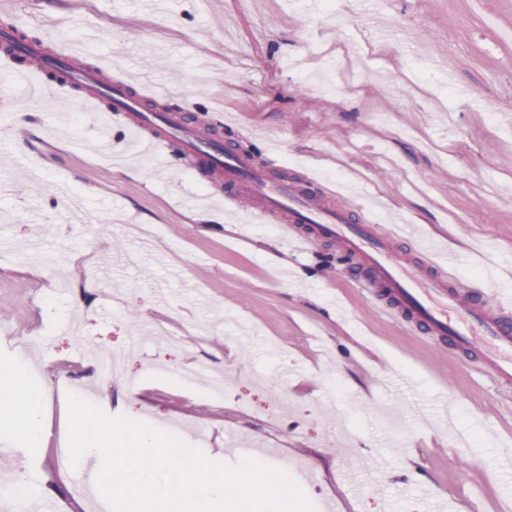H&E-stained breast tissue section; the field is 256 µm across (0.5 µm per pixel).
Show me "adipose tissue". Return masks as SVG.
<instances>
[{"label":"adipose tissue","mask_w":512,"mask_h":512,"mask_svg":"<svg viewBox=\"0 0 512 512\" xmlns=\"http://www.w3.org/2000/svg\"><path fill=\"white\" fill-rule=\"evenodd\" d=\"M20 374L16 366L0 369V382L7 386L6 393L0 395V427L29 436L41 433L44 428L41 398L22 393Z\"/></svg>","instance_id":"ef3b65f1"}]
</instances>
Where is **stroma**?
Listing matches in <instances>:
<instances>
[{
	"label": "stroma",
	"mask_w": 512,
	"mask_h": 512,
	"mask_svg": "<svg viewBox=\"0 0 512 512\" xmlns=\"http://www.w3.org/2000/svg\"><path fill=\"white\" fill-rule=\"evenodd\" d=\"M71 41L75 66L112 60L106 82L162 79L191 93L186 121L267 168L271 179H318L351 208L387 213L460 256L467 291L500 260L512 288V0H15L0 27ZM0 367L24 364L32 391L71 383L110 415L173 432L214 460L230 442L275 451L316 475L305 493L335 512H423L400 487L433 488L446 512H512V386L480 351L461 355L425 328L395 324L360 288L361 268L338 244L289 246L276 225L249 224L248 200L224 209V180L203 176L169 143L170 167L143 165L108 120L122 172L85 150L97 128L84 110L66 126L31 113L38 135L15 129L23 98L0 86ZM28 147L16 160L14 138ZM278 165H270V156ZM69 197L92 224L58 218ZM209 215L206 224L195 217ZM33 244L72 288L56 294ZM138 265L85 294L116 247ZM208 323L206 332L184 329ZM161 323L185 338L147 337ZM99 358L127 352L124 377L103 380ZM223 372V398L184 379L190 364ZM52 400L44 435L0 429L19 450L0 480L29 461L39 498L92 512L78 472L56 465Z\"/></svg>",
	"instance_id": "35a3bbf8"
}]
</instances>
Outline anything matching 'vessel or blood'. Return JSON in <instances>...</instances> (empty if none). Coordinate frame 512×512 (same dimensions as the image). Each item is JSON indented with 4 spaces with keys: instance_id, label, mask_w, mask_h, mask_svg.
Here are the masks:
<instances>
[{
    "instance_id": "b4317fda",
    "label": "vessel or blood",
    "mask_w": 512,
    "mask_h": 512,
    "mask_svg": "<svg viewBox=\"0 0 512 512\" xmlns=\"http://www.w3.org/2000/svg\"><path fill=\"white\" fill-rule=\"evenodd\" d=\"M22 54L25 63L21 66L13 54L0 55V69L31 79L24 95L29 105H43L53 94L67 97L68 87L81 84L86 92L78 103L89 111L109 106L131 117L137 131L159 128V135L148 141L158 161L168 160V137H180L187 155L201 164L203 173L223 176L225 209H233L244 197L251 203V221L277 225L290 244L303 247L316 238L340 242L361 260L367 273L365 285L382 297L383 313L397 322L423 326L432 335L449 338L460 353L481 349L494 374L512 381V298L490 299L474 290L454 288L448 281L451 263L438 258L434 244H420L415 255H408L396 247L397 242L412 238L406 226L384 228L369 216L354 219L343 203H330L314 185L271 180L265 171L251 166L245 155L226 150L219 137H204L197 127L184 126L179 113L142 111V102L170 98L174 93L171 87L154 81L142 82L134 92L122 82L101 86L91 74L70 70L75 51L61 42L50 57L31 46Z\"/></svg>"
}]
</instances>
